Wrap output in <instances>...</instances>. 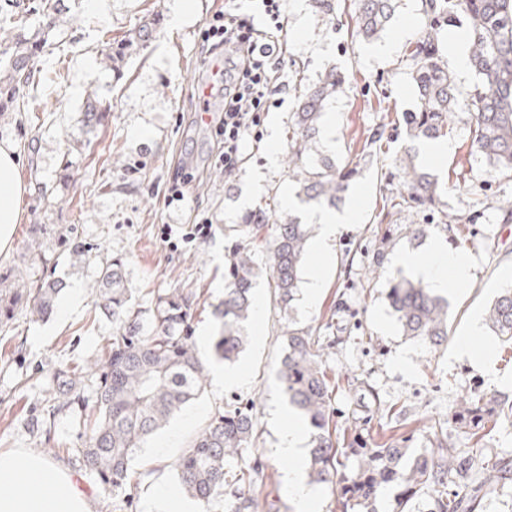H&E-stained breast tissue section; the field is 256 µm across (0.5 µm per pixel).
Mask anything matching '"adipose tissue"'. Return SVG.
Instances as JSON below:
<instances>
[{
	"label": "adipose tissue",
	"instance_id": "adipose-tissue-1",
	"mask_svg": "<svg viewBox=\"0 0 512 512\" xmlns=\"http://www.w3.org/2000/svg\"><path fill=\"white\" fill-rule=\"evenodd\" d=\"M20 151L9 139L0 141V253L9 251L21 219V202L27 186L19 171ZM398 264L413 270L435 289L447 290L449 282L471 278V264L462 254L435 248L431 256L406 252ZM10 484L0 494V512H93L92 502L72 476L57 470L42 456L16 451L0 454V484ZM52 493H45V486Z\"/></svg>",
	"mask_w": 512,
	"mask_h": 512
}]
</instances>
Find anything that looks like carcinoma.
I'll use <instances>...</instances> for the list:
<instances>
[{"label":"carcinoma","instance_id":"1","mask_svg":"<svg viewBox=\"0 0 512 512\" xmlns=\"http://www.w3.org/2000/svg\"><path fill=\"white\" fill-rule=\"evenodd\" d=\"M355 5L361 37L376 39L389 29L396 0H355ZM422 7L434 22H446L463 31L470 64L480 76L471 91L476 108L471 147L493 169L512 173V0H422ZM65 11V0H30L15 11L13 30L0 50L9 56L8 70L0 77V113L13 110L20 86L34 81L36 60L48 43L45 36L27 35L28 16ZM157 25V18L146 19L125 40L109 47L108 60L120 63L151 38ZM407 60L416 105L397 117L398 126L411 140L442 137L455 112L457 90L434 30L418 38ZM344 85V75L333 68L297 98L289 124L288 173L297 197L306 203L336 207L359 174L357 166L350 162L339 165L316 147L323 113ZM106 118L107 110L92 101L82 122L91 131ZM395 166L401 187L390 195L387 207L377 216L378 223L390 222L410 210L436 213L440 224L480 220L482 213L477 210L460 218L442 209L438 178L416 164L411 153L397 159ZM270 227L268 268L263 269L256 265L253 251L242 243V237L261 242ZM228 232L232 233V245L224 256V300L214 309L219 327L212 341V356L228 362L239 357L248 339L246 325L254 313L253 289L258 280L269 279L278 309L288 319L287 347L278 377L288 403L313 428L308 477L314 483L335 486L344 512H375L377 491L388 483L401 486L397 512L407 509L422 490L432 498L431 512H476L484 494L512 484V459L483 447L489 424L512 417V402L462 400L451 419L476 448L465 454L436 432L435 448L416 456L408 467L401 465L407 448L372 446L358 436L337 433L332 389L319 353L320 338L296 326L292 318L312 237L310 225L300 223L292 214L259 207L247 212ZM126 284L123 259L113 258L99 266L93 288L117 333L91 361L100 379L97 416L84 447L75 449L106 491L123 487L135 449L198 396L208 374L189 333L196 293L175 288L143 309L132 303ZM58 294L59 288L47 283L39 288H17L9 299L0 296V324L8 322L21 303L38 317L50 315ZM385 297L405 335L435 347L448 340V301L428 286L397 277L389 281ZM485 323L494 335L512 341V287L501 289L486 308ZM79 383L76 375L67 376L64 385L70 396L54 398L47 412L34 422L36 430L51 432L48 423L75 403ZM254 430L251 402L215 417L175 461L181 490L206 506L215 494L234 485L236 490L226 494L225 512H257L249 487L255 484L258 472L234 470L251 444ZM344 459L354 461L347 474L341 471Z\"/></svg>","mask_w":512,"mask_h":512}]
</instances>
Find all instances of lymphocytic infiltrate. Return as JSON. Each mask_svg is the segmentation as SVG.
<instances>
[{"label": "lymphocytic infiltrate", "instance_id": "lymphocytic-infiltrate-1", "mask_svg": "<svg viewBox=\"0 0 512 512\" xmlns=\"http://www.w3.org/2000/svg\"><path fill=\"white\" fill-rule=\"evenodd\" d=\"M282 6L283 0H259L251 15L239 0H226L201 29L205 58L224 60L209 99L202 102L203 111L217 115L215 134L224 146L214 165L224 173L240 166L248 140L259 137L265 114L275 105L270 94L284 53Z\"/></svg>", "mask_w": 512, "mask_h": 512}]
</instances>
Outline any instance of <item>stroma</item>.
<instances>
[{
	"instance_id": "35a3bbf8",
	"label": "stroma",
	"mask_w": 512,
	"mask_h": 512,
	"mask_svg": "<svg viewBox=\"0 0 512 512\" xmlns=\"http://www.w3.org/2000/svg\"><path fill=\"white\" fill-rule=\"evenodd\" d=\"M178 4L112 0V13L105 17L91 0H68L69 9L59 18L69 31L66 42L42 54V82L21 87L24 112L0 115V139L24 146L20 174L28 184L14 244L0 254V289L20 281L32 286L75 283L82 289L66 320L19 309L0 327V452L24 449L44 456L81 482L93 497L94 512H146L151 493L176 485L173 463L195 435L218 412L251 400L255 432L242 464L259 472L252 493L289 504L284 477L297 462L278 452L277 411L287 401L276 375L286 323L264 282L255 290L262 318L250 324L249 344L234 363L245 371V383L221 391L205 383L202 394L171 421L178 434L167 457H152L150 449L159 441L155 435L135 452L125 490L105 491L70 454L89 434L85 421L96 407L97 377L85 375L79 405L59 413L50 434L32 431L31 422L44 400L62 390V374L82 373L114 332L111 319L95 306L92 287L100 262L115 256L126 262L127 286L140 307H150L154 296L172 288L199 290L191 334L209 369H216L210 359L217 331L212 311L224 296L229 244L224 228L239 223L245 211L281 204L283 192L292 190L287 149L295 92L332 67L349 80L329 107L336 126L321 131L318 148L337 163H357L360 174L344 205L357 207L359 216L343 225L329 257L308 250L302 277L320 275V296L311 308L297 298L294 317L323 342L321 359L333 383L339 427L369 440L384 436L418 453L430 449L438 427L454 447H470L467 434L451 420L461 397L512 400V344L486 330L478 336L468 333L472 317L484 315L501 288L512 284V222L504 223L498 210L503 200L512 201V176L495 171L471 150L474 70L454 71L458 106L447 135L452 150L426 165L443 186L448 211L461 216L481 211L478 223L427 227L417 238L414 229L426 221L421 213L398 215L383 233L374 220L386 196L399 187L395 159L408 152L421 155L424 147L394 125L396 114L412 109L416 101L406 57L430 25L421 0H396L390 28L372 41L357 36L348 0H340L330 23L315 15L310 0H286L288 50L279 64L284 82L273 92L278 108L268 113L259 139L232 175L209 171L190 187L183 203L168 206L164 200L173 167L187 157L200 165L208 160L209 136L198 121L196 94L204 71L199 33L224 0H196L193 16L174 29L168 19ZM155 14L161 24L148 46L131 51L119 68H112L107 41L123 39ZM388 44L392 52L383 53ZM91 97L109 114L103 126L89 132L81 118ZM378 128L384 137L375 155L368 138ZM65 168L70 171L66 181L60 178ZM204 217L207 235L193 236ZM166 230L177 248L163 242ZM436 243L467 253L472 275L449 295L448 340L433 347L403 334L385 288L389 279L409 274L395 262L399 253H424ZM77 244L91 251L94 262L72 264L69 253ZM462 337L473 351L492 355V370L456 355L455 342Z\"/></svg>"
}]
</instances>
